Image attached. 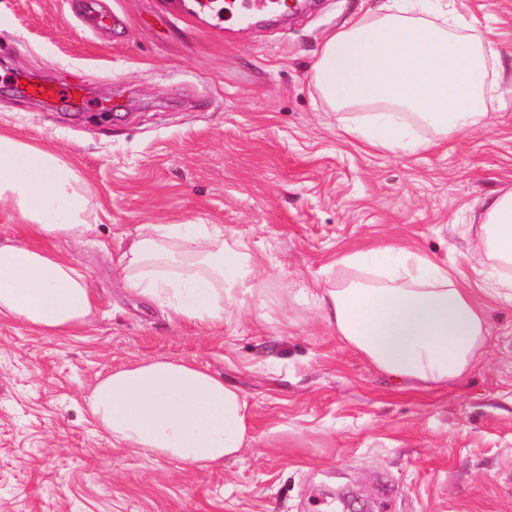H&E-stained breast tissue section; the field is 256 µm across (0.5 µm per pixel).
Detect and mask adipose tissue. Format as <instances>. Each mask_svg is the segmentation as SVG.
<instances>
[{
  "label": "adipose tissue",
  "instance_id": "adipose-tissue-1",
  "mask_svg": "<svg viewBox=\"0 0 512 512\" xmlns=\"http://www.w3.org/2000/svg\"><path fill=\"white\" fill-rule=\"evenodd\" d=\"M509 76L512 60L457 0H374L324 40L314 65L315 87L347 136L404 154L486 129L487 105L502 99ZM0 205L21 219L17 237L0 238V322L44 336L89 325L94 289L73 257L48 245H79L94 232L87 184L52 148L0 130ZM250 259L220 224H143L116 267L128 292L215 326L261 303ZM468 260L479 288L409 246L350 251L337 261L343 277L312 301L378 371L435 390L470 373L487 341L488 302L512 301V191L486 206ZM89 405L113 447L190 467L223 466L253 439L246 395L182 358L112 371Z\"/></svg>",
  "mask_w": 512,
  "mask_h": 512
}]
</instances>
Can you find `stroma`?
Wrapping results in <instances>:
<instances>
[{"label": "stroma", "instance_id": "obj_1", "mask_svg": "<svg viewBox=\"0 0 512 512\" xmlns=\"http://www.w3.org/2000/svg\"><path fill=\"white\" fill-rule=\"evenodd\" d=\"M0 0V129L55 148L92 191L72 253L98 298L76 336L0 322V512H512V303H492L473 371L435 391L343 345L301 287L346 251L407 243L456 267L487 199L512 190V97L486 130L416 154L352 144L314 85L324 39L368 0L230 29L191 0ZM512 55V0H459ZM84 89L19 95L17 75ZM142 224H220L264 281L261 321L202 325L127 293L114 261ZM177 357L253 405L254 440L195 469L112 445L88 394L112 370Z\"/></svg>", "mask_w": 512, "mask_h": 512}]
</instances>
